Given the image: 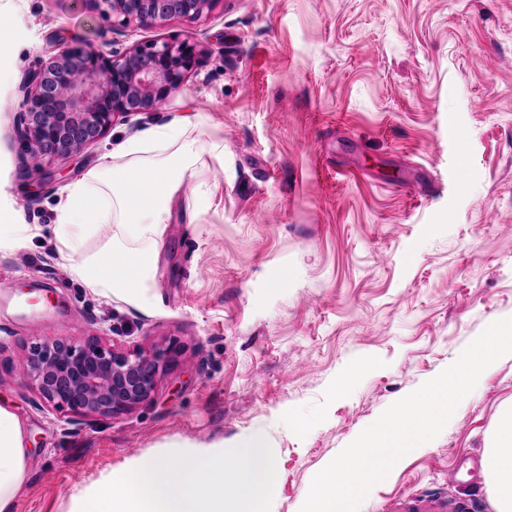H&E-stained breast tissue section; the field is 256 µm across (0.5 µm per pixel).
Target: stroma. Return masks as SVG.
<instances>
[{"mask_svg":"<svg viewBox=\"0 0 512 512\" xmlns=\"http://www.w3.org/2000/svg\"><path fill=\"white\" fill-rule=\"evenodd\" d=\"M177 39L197 65L161 112L52 162L40 191L16 131L26 75L75 46ZM195 114L202 154L174 195L150 304L94 293L53 232L61 190L129 135ZM0 202L39 233L0 250V399L18 417L28 479L17 512H67L76 486L172 442L232 445L261 428L275 450L272 512H298L313 476L373 417L512 317V0H215L197 21L120 25L82 0H0ZM177 339L152 402L60 422L17 369L32 336ZM368 365L351 389L335 383ZM512 357L425 451L407 454L361 512L444 501L495 512L485 467ZM309 420L305 433L288 417Z\"/></svg>","mask_w":512,"mask_h":512,"instance_id":"1","label":"stroma"}]
</instances>
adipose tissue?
<instances>
[{
    "mask_svg": "<svg viewBox=\"0 0 512 512\" xmlns=\"http://www.w3.org/2000/svg\"><path fill=\"white\" fill-rule=\"evenodd\" d=\"M193 125L191 116L177 115L130 137L121 145L127 166H112L105 158L85 179L66 186L55 222L60 253L72 274L94 291L140 307L148 305L154 252L174 194L200 153L224 156L221 141L189 138ZM150 153L156 159L149 164L145 157ZM112 222L121 224V238L102 252L84 253L86 234L94 226ZM129 241L142 243L139 255H127ZM26 459L22 426L10 407L0 403V512H17L18 494L28 477ZM486 465L493 479L496 512H512V410L491 435Z\"/></svg>",
    "mask_w": 512,
    "mask_h": 512,
    "instance_id": "1",
    "label": "adipose tissue"
}]
</instances>
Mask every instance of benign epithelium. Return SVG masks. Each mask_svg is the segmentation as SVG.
<instances>
[{"mask_svg":"<svg viewBox=\"0 0 512 512\" xmlns=\"http://www.w3.org/2000/svg\"><path fill=\"white\" fill-rule=\"evenodd\" d=\"M125 25L195 21L215 0H83ZM186 41L133 45L123 51L75 47L30 72L22 86L18 131L34 160L35 183L48 175L44 159L65 157L102 140L119 118L158 112L197 64ZM24 386L66 423L113 417L153 400L158 379L180 353L176 341L122 349L106 336L74 342L38 336L23 343Z\"/></svg>","mask_w":512,"mask_h":512,"instance_id":"1","label":"benign epithelium"}]
</instances>
